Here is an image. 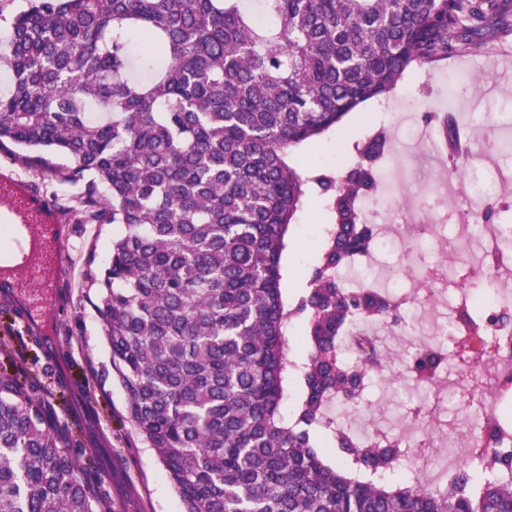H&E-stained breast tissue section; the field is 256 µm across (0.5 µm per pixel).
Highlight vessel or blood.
<instances>
[{
	"mask_svg": "<svg viewBox=\"0 0 512 512\" xmlns=\"http://www.w3.org/2000/svg\"><path fill=\"white\" fill-rule=\"evenodd\" d=\"M52 200L33 192L18 180H0V224L12 231L15 249L0 254V288L22 296L28 314L52 304V275L61 270L63 242L45 235L46 225L56 223Z\"/></svg>",
	"mask_w": 512,
	"mask_h": 512,
	"instance_id": "vessel-or-blood-1",
	"label": "vessel or blood"
}]
</instances>
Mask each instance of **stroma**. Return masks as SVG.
Here are the masks:
<instances>
[{
	"label": "stroma",
	"mask_w": 512,
	"mask_h": 512,
	"mask_svg": "<svg viewBox=\"0 0 512 512\" xmlns=\"http://www.w3.org/2000/svg\"><path fill=\"white\" fill-rule=\"evenodd\" d=\"M512 52V29L477 49L449 53L432 65L413 69L383 102L369 101L349 114L337 130L314 142L298 159L315 173L334 172L337 149L347 148L364 133L391 129L398 118L415 128L438 130L454 117L460 140L470 154L465 164L454 165L447 155H419L423 171H447L460 192L452 200L451 213L467 211L468 196L478 178L488 176L489 166L512 170V157L497 153L494 129L511 117L500 111L504 97H512V68L503 57ZM27 181L55 205H67L63 240L67 260L60 271L53 304L52 334L32 337L26 332L24 312L18 304L0 298V330L15 325L23 330L24 367L45 385L64 435L72 437L79 464L94 471L112 490V512H182V505L163 466L127 419L126 393L112 371L111 353L102 336L99 316L84 288L85 259L94 255L96 266L109 260L114 224H83L72 205L77 187L42 178L31 169L18 148H0V165ZM328 222L325 199L318 187H310L307 202L289 230L283 255V288L289 305L305 295L309 276L318 264L325 240L322 227ZM382 350L389 363L388 381L370 382L364 402L376 407L374 423L385 434L401 429L409 399L393 390L392 377L405 376L403 357L411 352L401 329L385 337Z\"/></svg>",
	"instance_id": "stroma-1"
}]
</instances>
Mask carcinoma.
<instances>
[{"label": "carcinoma", "mask_w": 512, "mask_h": 512, "mask_svg": "<svg viewBox=\"0 0 512 512\" xmlns=\"http://www.w3.org/2000/svg\"><path fill=\"white\" fill-rule=\"evenodd\" d=\"M10 17L0 95V148L72 161L45 172L79 187L83 222L117 224L106 267L85 280L127 396L183 512H512V447L486 426L477 483L469 466L447 487L380 479L402 440L368 445L329 408L363 398L383 354L351 362L352 326L400 324L392 296L347 288L334 270L366 250L359 216L385 158L380 131L351 143L334 178L292 163L360 105L387 96L412 68L478 45L512 16V0H26ZM151 57L133 59L132 41ZM462 161L456 122L441 128ZM330 193V232L298 306L283 296L282 256L309 184ZM307 314L301 362L287 331ZM479 352L455 342L457 369ZM491 387L512 385V355ZM428 387L448 370L443 347L404 359ZM301 398L282 413L286 386ZM38 380L0 371V512H103L61 436Z\"/></svg>", "instance_id": "carcinoma-1"}]
</instances>
